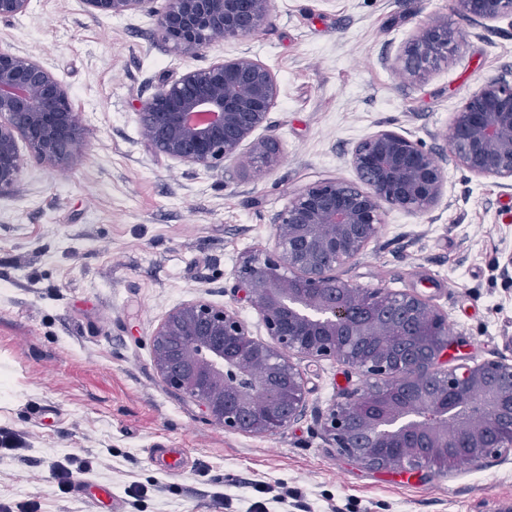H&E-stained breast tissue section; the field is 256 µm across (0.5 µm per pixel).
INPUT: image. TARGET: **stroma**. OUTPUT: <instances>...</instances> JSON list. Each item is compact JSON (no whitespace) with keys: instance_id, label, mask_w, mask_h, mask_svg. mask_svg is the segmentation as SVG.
<instances>
[{"instance_id":"1","label":"stroma","mask_w":512,"mask_h":512,"mask_svg":"<svg viewBox=\"0 0 512 512\" xmlns=\"http://www.w3.org/2000/svg\"><path fill=\"white\" fill-rule=\"evenodd\" d=\"M466 44L423 81L390 62L424 20ZM152 19L94 17L82 0H31L0 20V47L52 68L88 128L70 169L25 161L0 196V505L36 512H501L512 504V454L483 466L410 476L337 454L317 423L364 376L333 359L304 360L306 414L271 436L228 434L169 391L150 338L174 306L205 297L259 318L234 289L235 269L272 242V216L313 182L355 180L354 146L380 129L443 150L451 113L483 79L512 70V20L485 29L450 0H273L242 40L185 59ZM246 51L275 74L269 114L281 164L256 178L249 158L221 170L181 165L140 135L137 108L164 77ZM429 214L388 211L365 254L340 275L364 288L414 291L447 314L473 362L505 353L512 282L497 263L512 245V195L446 163ZM152 448L185 454L182 475ZM69 457L73 488L49 465ZM111 496L100 492L101 486Z\"/></svg>"}]
</instances>
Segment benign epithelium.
<instances>
[{"mask_svg":"<svg viewBox=\"0 0 512 512\" xmlns=\"http://www.w3.org/2000/svg\"><path fill=\"white\" fill-rule=\"evenodd\" d=\"M30 0H0V19ZM272 0H83L93 16L147 15L155 35L182 58L251 35ZM484 28L512 18V0H452ZM465 39L442 20L417 26L391 68L413 81L459 51ZM278 96L273 72L243 54L186 67L141 102L146 143L181 164L214 170L249 158L264 176L281 156L268 116ZM87 128L65 86L40 60L0 48V195L29 159L69 167ZM442 138L455 164L512 190V71L484 79L451 113ZM356 181L325 179L290 194L273 217L271 246L235 271V290L257 312L267 339L238 312L205 298L164 314L151 336L166 388L197 405L229 434L275 435L306 412L303 359L332 358L371 382L321 412V434L339 455L370 470L410 475L451 468L460 456L481 466L512 452V356L448 366L462 343L448 318L411 292L363 288L338 276L377 241L389 209L430 213L447 175L437 153L408 133L380 129L353 148Z\"/></svg>","mask_w":512,"mask_h":512,"instance_id":"obj_1","label":"benign epithelium"}]
</instances>
